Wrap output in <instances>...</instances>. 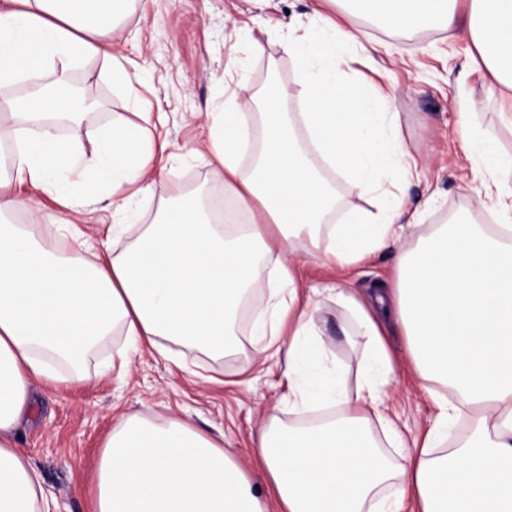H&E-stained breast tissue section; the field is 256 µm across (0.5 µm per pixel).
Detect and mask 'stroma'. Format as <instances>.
Segmentation results:
<instances>
[{"label":"stroma","mask_w":512,"mask_h":512,"mask_svg":"<svg viewBox=\"0 0 512 512\" xmlns=\"http://www.w3.org/2000/svg\"><path fill=\"white\" fill-rule=\"evenodd\" d=\"M352 8L351 0H129L116 22L115 50L140 66L141 93L152 105L150 133L155 143L166 144L170 155L165 182L211 198L219 184L207 162L189 153L207 135L206 113L222 108L240 85H263L270 72L279 73L282 84L294 85L295 64L281 50L289 26L313 31L320 15L336 17ZM355 22L360 41L342 44L341 50L350 56L370 55L366 73L383 85L389 111L399 115L407 151L424 164L408 193L415 201L435 197L432 206L415 215L414 235H428L446 211L482 223L486 211L477 205L466 176L457 112L459 102L468 103L474 131L512 155V128L499 118L500 99L489 91L492 76L482 69L460 79L473 51L460 30L436 26L391 33L363 13ZM65 77L89 88L95 106L81 127L62 128V137L82 143L87 130L111 127L116 119L141 125L138 105L113 87L102 61L67 68ZM14 191L32 198L38 213L18 212L13 223L36 234L45 225L69 220L80 224L97 246L113 222L104 190L91 215L63 209L51 195L25 185H15ZM300 261L301 286L308 294L339 284L366 291L394 284L396 278L394 256L385 251L367 255L345 272L307 253ZM342 314L326 299L315 319L326 333L333 373L352 392L360 354L336 334ZM236 338V351L217 360L171 342L160 350L148 346L133 352L116 330L88 357L89 382H35V400L18 444L40 473L57 512H91L92 478L103 441L131 413L157 423L177 419L209 437L223 438L225 450L249 481L268 491L254 442L267 410L277 409L286 424L299 418L288 404V362L272 350L264 359H254L247 321H240ZM390 344L395 369L388 384L393 392L389 412L406 441L420 440L438 409L427 381L408 360L405 337H391Z\"/></svg>","instance_id":"stroma-1"}]
</instances>
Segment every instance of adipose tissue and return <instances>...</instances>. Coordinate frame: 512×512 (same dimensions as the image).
I'll return each mask as SVG.
<instances>
[{
    "instance_id": "obj_1",
    "label": "adipose tissue",
    "mask_w": 512,
    "mask_h": 512,
    "mask_svg": "<svg viewBox=\"0 0 512 512\" xmlns=\"http://www.w3.org/2000/svg\"><path fill=\"white\" fill-rule=\"evenodd\" d=\"M464 29L478 53L471 69H486L510 108L512 124V0H363L388 32L452 27L458 2ZM126 0H11L0 7V89L17 82L20 96L0 92V512H55L41 477L17 446V431L34 382L82 384L84 364L105 336L121 329L131 349L166 340L223 358L234 348L236 315L253 309L256 354L287 336L293 405L335 408L331 418L286 426L271 417L256 455L270 480L272 512H512V156L478 134L467 135L477 202L496 224L469 216L441 224L407 246L401 219L410 206L404 187L418 169L399 134L398 116L352 74L340 42L359 38L350 18H322L331 43L289 31L284 52L299 71L295 87L248 88L206 115L208 136L193 149L209 156L214 177L234 207L220 224L201 195L169 196L151 223L129 209L130 187L153 192L161 161L144 132L123 121L94 135L84 154L58 132L78 120L76 101L59 68L89 59L108 66L114 86L139 98L137 68L112 50L114 20ZM302 110L283 112L288 98ZM261 99V144L244 166L251 101ZM94 169L111 177L119 232L134 235L106 259L89 252L76 224H54L38 236L11 221L31 210L14 184L55 197L67 209L95 203ZM347 178L374 209L354 207L332 229L323 264L344 270L365 255L400 247L394 287L360 297L344 288L329 295L348 314L339 329L361 353L355 393L326 379L324 331L303 302L297 243L316 248L338 199L327 172ZM81 181L80 197L60 189ZM276 255L266 292L250 298L263 258ZM401 334L423 380L439 384L438 416L423 440L400 446L399 461L384 455L369 425L395 434L385 387L393 370L388 338ZM468 421L460 446L438 450L454 418ZM93 512H271L241 467L187 423L123 417L106 438L94 479Z\"/></svg>"
}]
</instances>
